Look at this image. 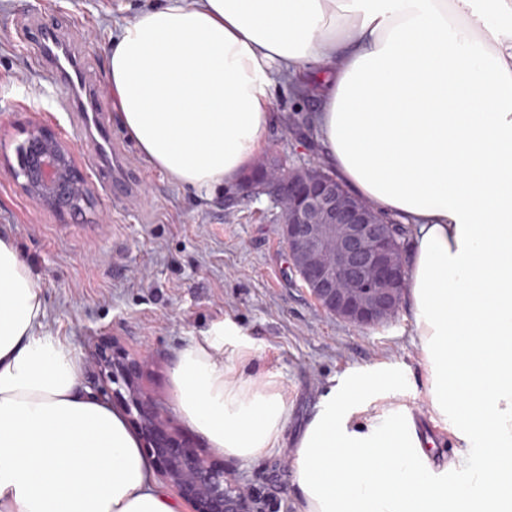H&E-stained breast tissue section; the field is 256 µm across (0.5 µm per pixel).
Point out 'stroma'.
I'll return each instance as SVG.
<instances>
[{
	"instance_id": "35a3bbf8",
	"label": "stroma",
	"mask_w": 512,
	"mask_h": 512,
	"mask_svg": "<svg viewBox=\"0 0 512 512\" xmlns=\"http://www.w3.org/2000/svg\"><path fill=\"white\" fill-rule=\"evenodd\" d=\"M157 0H0V233L13 237L37 276L45 302L44 334L69 342L83 364V382L122 410L113 383L94 361L98 343L140 362L135 386L152 400L168 431L190 441L210 464L240 479L260 512H297L289 451L242 463L208 448L181 421L171 372L177 353L219 326L252 347L250 372L280 374L288 390L287 435L295 437L328 391L351 373L387 368L396 377L397 403L419 414L424 432H441L426 406L424 372L413 311L402 304L388 323L358 328L326 312L303 288L267 197L219 189L197 193L151 167L114 114L106 119L128 156L130 180H143L139 201L113 205L97 173L99 158L72 130L67 113L43 96L51 82L21 50L19 32L43 17L62 32L81 22L79 41L91 57L104 105L112 92L106 70L109 37ZM316 100L277 87L271 109L282 119L269 148L299 166L321 163L322 148L296 114ZM51 128L73 151L92 190L81 217L37 206L13 179L16 148L32 124Z\"/></svg>"
}]
</instances>
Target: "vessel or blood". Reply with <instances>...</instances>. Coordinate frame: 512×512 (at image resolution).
<instances>
[{
  "label": "vessel or blood",
  "instance_id": "b4317fda",
  "mask_svg": "<svg viewBox=\"0 0 512 512\" xmlns=\"http://www.w3.org/2000/svg\"><path fill=\"white\" fill-rule=\"evenodd\" d=\"M22 44L32 48L39 67L51 69L55 74L54 82L46 89L47 95L56 99L62 111L70 113L75 127L84 131L100 158L112 164L114 174L107 177L105 190L111 192L113 198L130 199L136 186L122 174L124 166L112 134L99 113L98 95L88 79L89 68L85 59L76 55L70 40L39 19L25 29ZM63 84L76 88L74 99L59 97L58 88Z\"/></svg>",
  "mask_w": 512,
  "mask_h": 512
}]
</instances>
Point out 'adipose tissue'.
Returning a JSON list of instances; mask_svg holds the SVG:
<instances>
[{"label":"adipose tissue","instance_id":"1","mask_svg":"<svg viewBox=\"0 0 512 512\" xmlns=\"http://www.w3.org/2000/svg\"><path fill=\"white\" fill-rule=\"evenodd\" d=\"M117 119L176 184L229 188L270 141L272 88H314L310 126L348 190L401 218L438 461L395 378L331 389L292 451L299 512H512V0H164L107 49ZM42 290L0 234V512H180L124 416L42 335ZM230 330L177 355L185 426L251 461L284 448L288 394L245 375Z\"/></svg>","mask_w":512,"mask_h":512}]
</instances>
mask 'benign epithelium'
I'll return each instance as SVG.
<instances>
[{
  "instance_id": "1",
  "label": "benign epithelium",
  "mask_w": 512,
  "mask_h": 512,
  "mask_svg": "<svg viewBox=\"0 0 512 512\" xmlns=\"http://www.w3.org/2000/svg\"><path fill=\"white\" fill-rule=\"evenodd\" d=\"M14 180L40 206L81 216L91 200L86 181L66 143L43 125L33 126L17 147ZM246 196L266 195L280 209V235L294 270L328 313L369 327L397 314L402 304L406 269L404 252L378 223L369 207L346 193L335 179L304 166L284 171L279 159L263 156L253 176L238 187ZM96 364L112 380L123 379L132 421L152 448L160 471L192 502L195 512H256V502L241 482L224 478L190 443L168 433L147 396L132 385L137 362L114 358L99 348Z\"/></svg>"
}]
</instances>
